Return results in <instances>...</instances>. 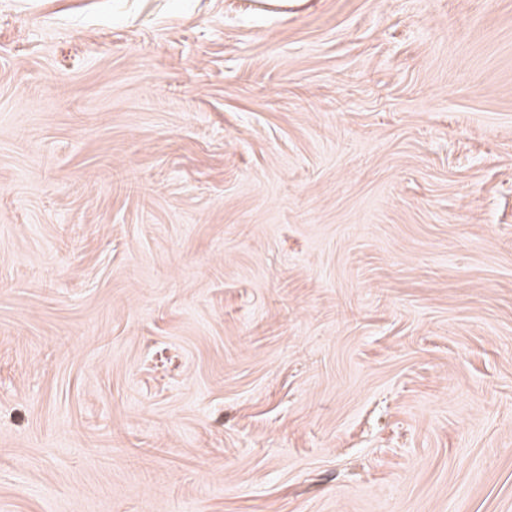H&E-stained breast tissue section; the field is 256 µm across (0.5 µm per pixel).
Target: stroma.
Returning a JSON list of instances; mask_svg holds the SVG:
<instances>
[{"label":"stroma","mask_w":512,"mask_h":512,"mask_svg":"<svg viewBox=\"0 0 512 512\" xmlns=\"http://www.w3.org/2000/svg\"><path fill=\"white\" fill-rule=\"evenodd\" d=\"M0 512H512V0H0Z\"/></svg>","instance_id":"1"}]
</instances>
